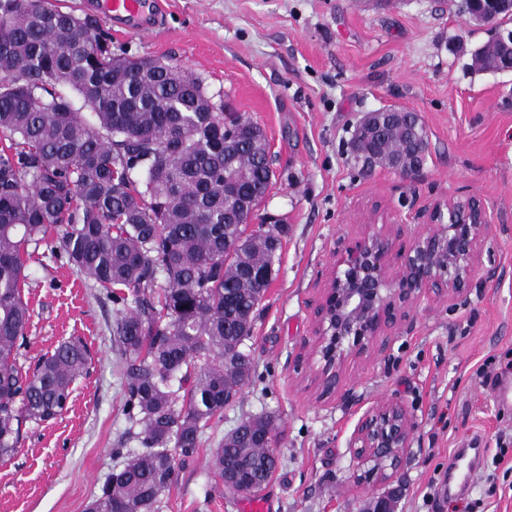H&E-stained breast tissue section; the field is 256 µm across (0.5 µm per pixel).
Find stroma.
<instances>
[{
  "label": "stroma",
  "instance_id": "35a3bbf8",
  "mask_svg": "<svg viewBox=\"0 0 512 512\" xmlns=\"http://www.w3.org/2000/svg\"><path fill=\"white\" fill-rule=\"evenodd\" d=\"M161 25L141 37L109 30L115 52L161 59L200 76L265 131L275 176L256 211L284 224L280 260L250 341L255 371L214 422L199 453L180 464L159 512H246L210 468L215 443L247 415L277 417L280 463L259 491L269 512H368L382 482L357 483L349 440L358 420L396 399L416 427L395 475V512H512V72L469 68L490 26L460 0H160ZM418 113L429 154L415 179L361 174L349 141L364 113ZM487 206L482 263L496 276L467 300L425 298L413 327L384 353L347 363L335 395L319 397L299 363L313 307L342 246L373 225L398 231L397 273L411 238L439 202ZM31 309L20 361L81 339L88 371L61 417L26 425L0 464V512H85L137 443L129 437L121 358L106 294L42 250L26 257ZM458 448L480 451L471 486L442 487Z\"/></svg>",
  "mask_w": 512,
  "mask_h": 512
}]
</instances>
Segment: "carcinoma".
<instances>
[{
    "instance_id": "obj_1",
    "label": "carcinoma",
    "mask_w": 512,
    "mask_h": 512,
    "mask_svg": "<svg viewBox=\"0 0 512 512\" xmlns=\"http://www.w3.org/2000/svg\"><path fill=\"white\" fill-rule=\"evenodd\" d=\"M502 51L488 42L471 67L488 70ZM226 117L240 124L202 79L112 52L94 21L51 0H0V463L18 452L26 424L67 410L90 362L87 345L68 340L19 364L30 320L24 255L44 244L112 301L138 443L86 512H158L177 460L197 454L251 379L248 341L288 227L224 222L239 195L260 204L274 177L262 130L224 152ZM379 132L355 141L358 166L424 162L412 147V134L428 138L417 113L390 112ZM273 430L260 414L225 434L211 455L219 479L236 469L246 492L262 489L278 463Z\"/></svg>"
}]
</instances>
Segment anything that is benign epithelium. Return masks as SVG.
Returning a JSON list of instances; mask_svg holds the SVG:
<instances>
[{"label": "benign epithelium", "instance_id": "1", "mask_svg": "<svg viewBox=\"0 0 512 512\" xmlns=\"http://www.w3.org/2000/svg\"><path fill=\"white\" fill-rule=\"evenodd\" d=\"M468 5L487 23L499 12L512 13V0H469ZM252 213V205L240 201L225 213V222L244 224ZM430 223L414 237L396 275L387 268L393 245L388 231L368 233L340 251L314 308V333L307 342V361L316 369L322 392H336L349 358L383 351L380 337L410 323V311L424 294L452 300L467 296L482 267L485 203L476 197L450 199L434 207ZM413 430L406 409L395 400L367 412L354 427L350 447L356 458L364 464L375 462L374 474L388 482L373 512H385L383 501L397 490L392 473Z\"/></svg>", "mask_w": 512, "mask_h": 512}]
</instances>
